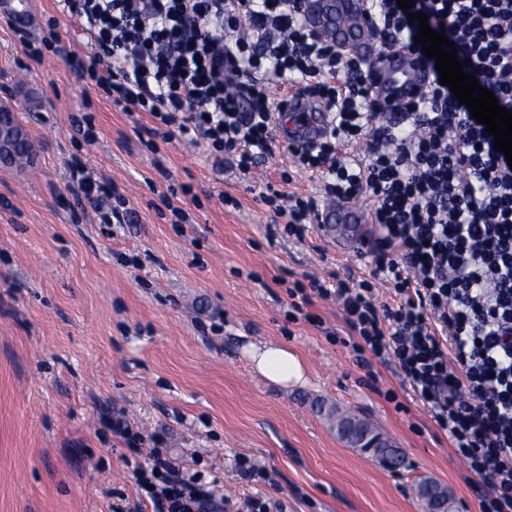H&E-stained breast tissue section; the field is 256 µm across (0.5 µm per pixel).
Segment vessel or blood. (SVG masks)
Listing matches in <instances>:
<instances>
[{
    "label": "vessel or blood",
    "instance_id": "vessel-or-blood-1",
    "mask_svg": "<svg viewBox=\"0 0 512 512\" xmlns=\"http://www.w3.org/2000/svg\"><path fill=\"white\" fill-rule=\"evenodd\" d=\"M0 17L7 19L18 28L30 29L36 22L33 0H0ZM371 72L375 76L373 85L377 96L385 105L386 111H396L398 105L422 92L430 74L419 54L406 50L397 53L395 58L380 56L374 59ZM288 109L301 112L305 121L301 127L307 137H314L324 126L325 115L318 109L309 107L301 97L288 101Z\"/></svg>",
    "mask_w": 512,
    "mask_h": 512
}]
</instances>
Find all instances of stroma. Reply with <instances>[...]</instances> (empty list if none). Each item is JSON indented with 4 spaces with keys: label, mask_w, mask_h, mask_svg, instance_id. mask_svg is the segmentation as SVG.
Here are the masks:
<instances>
[{
    "label": "stroma",
    "mask_w": 512,
    "mask_h": 512,
    "mask_svg": "<svg viewBox=\"0 0 512 512\" xmlns=\"http://www.w3.org/2000/svg\"><path fill=\"white\" fill-rule=\"evenodd\" d=\"M36 13L31 31L0 18V107L32 144L27 165L0 162V512H132L137 456L112 433L116 413L143 447L210 472L224 512L258 491L287 512H427L414 493L425 478L447 490V512H480L447 434L394 366L359 363L336 301L288 318L295 282L374 279L367 210L337 207L342 233L315 222L301 240L270 236L260 193L291 167L281 143L244 176L232 156L154 137L148 113L123 111L51 50L32 57L51 31L73 55L95 52L56 0ZM85 115L90 143L75 125ZM76 158L125 196L122 227L70 192ZM168 199L190 223H173ZM253 342L288 346L304 382L254 371ZM331 406L372 422L405 467L344 443ZM240 456L265 478L242 475Z\"/></svg>",
    "instance_id": "stroma-1"
}]
</instances>
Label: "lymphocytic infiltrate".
Returning <instances> with one entry per match:
<instances>
[{"instance_id": "1", "label": "lymphocytic infiltrate", "mask_w": 512, "mask_h": 512, "mask_svg": "<svg viewBox=\"0 0 512 512\" xmlns=\"http://www.w3.org/2000/svg\"><path fill=\"white\" fill-rule=\"evenodd\" d=\"M377 51L422 52L417 24L397 0H360ZM306 0H57L97 52L74 60L85 83L152 117L161 138L181 134L211 157L232 155L249 174L272 151L280 86L300 85L328 114L313 142L288 145L292 171L317 179L315 196L267 188L260 199L286 235L303 238L320 200L361 199L377 228L371 281L296 283L288 295L336 298L364 366L394 365L478 479L480 512H512V165L494 136L440 82L379 118L371 58L342 52L305 19ZM453 43L464 73L512 111V0H413ZM365 142L359 157L344 148ZM71 190L100 223H122L118 189L79 162ZM153 512H224L206 471L159 453L134 469Z\"/></svg>"}]
</instances>
